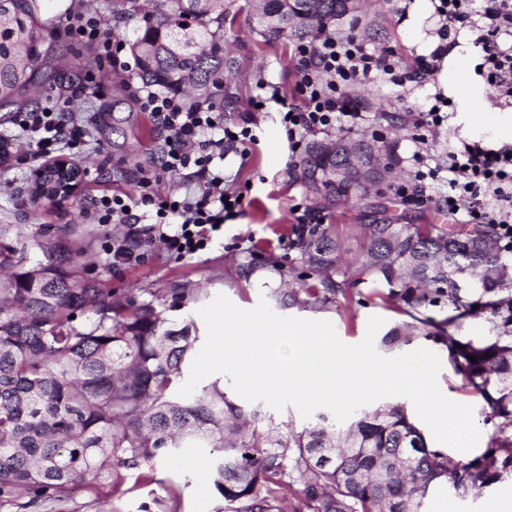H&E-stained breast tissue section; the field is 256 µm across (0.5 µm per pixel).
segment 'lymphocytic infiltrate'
<instances>
[{
	"label": "lymphocytic infiltrate",
	"instance_id": "f902f5d3",
	"mask_svg": "<svg viewBox=\"0 0 512 512\" xmlns=\"http://www.w3.org/2000/svg\"><path fill=\"white\" fill-rule=\"evenodd\" d=\"M440 25L437 47L418 60L411 72L397 71L391 55L368 51L358 37L339 38L321 32L295 48L299 75L293 97L281 96L271 84L262 98L252 100V116L239 123L225 122L212 104L190 106L179 96L147 91L137 97L164 135V145L150 174L139 176L133 192H114L92 198L97 223L120 224L123 237L112 244V262L129 263L142 248L162 241L168 253L187 258L205 250L222 232L226 220L242 212L243 198L224 183L228 150L254 143L255 112L267 104L279 108L291 150H298L306 135L333 128L355 127L358 104L343 90L349 82L373 76L389 77L401 85L426 82L437 61L456 46V35L467 32L481 49L487 80L503 106L512 107V0H432ZM61 35L93 46L101 64L113 69L126 63L112 44V35L90 13H70ZM91 120L74 101L51 103L16 119L19 136L28 145L20 164L42 171L64 148L85 142ZM411 158L417 167L413 181L395 186L397 195L424 197L427 181L448 178L443 200L449 214L461 224H494L502 241L512 243V144L491 145L484 140H462L450 148L448 167L429 166L422 148ZM182 177L192 184L191 195L162 194L167 177Z\"/></svg>",
	"mask_w": 512,
	"mask_h": 512
}]
</instances>
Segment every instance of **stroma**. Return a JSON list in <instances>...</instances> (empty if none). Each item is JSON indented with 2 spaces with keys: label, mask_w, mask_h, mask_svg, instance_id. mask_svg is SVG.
I'll return each mask as SVG.
<instances>
[{
  "label": "stroma",
  "mask_w": 512,
  "mask_h": 512,
  "mask_svg": "<svg viewBox=\"0 0 512 512\" xmlns=\"http://www.w3.org/2000/svg\"><path fill=\"white\" fill-rule=\"evenodd\" d=\"M156 0H139V14L116 17L113 0H44L42 19L47 24L50 47L47 76L39 78L25 95V110L42 105L45 99L73 100L83 111L96 113L87 144L73 151L74 162L86 174L78 188L60 202L52 204L37 197L35 175L18 165L24 141L11 143V160L0 164V225L22 224L26 227L28 256L31 262L43 260L44 251L54 243L53 230L63 225L76 226L78 232H91L93 250L86 256L89 276L102 287L119 289L143 299L145 290L165 292L169 288H200L206 299L225 294L240 308L250 309L260 297L269 296L278 287V276L260 272L250 280L237 276L239 264L260 259L267 252L279 255L283 264L297 256L286 244L289 227L298 223L303 213L322 217L327 224L379 223L392 218L397 224H422L437 212L448 193L447 184L431 189V198L416 211H408L396 195L368 194L356 203L324 209L321 203L295 179V168L301 158L292 154L284 128L274 109L251 113L250 101L258 95L262 82L275 83L282 95H292L297 81L295 43L265 41L245 17H238L233 28L225 30L226 50L235 62L231 75L224 78V90L234 97L225 104L221 96L213 102L224 115L225 122H237L247 114L257 121L256 144L250 145L247 157L228 152L224 159V175L244 196V212L225 221L224 236L205 250L186 259L169 255L161 244L145 248L140 260L113 266L106 251L116 230L96 224L89 209L91 198L106 191H132L141 172L150 171L162 138L148 114L141 112L133 94L141 83L134 70L99 68L93 48L75 43L59 35L66 16L83 7L96 13L101 25L112 31L123 44L132 43L144 27V14L150 13ZM408 0H363L359 12L332 23L331 33L339 37L356 35L368 48L394 54L401 67L412 69L418 55L416 42L420 35H432L436 18L430 0H422L415 21L400 18V10ZM95 70L103 86L99 95L83 88L86 70ZM66 75L72 87L60 90L54 78ZM348 95L357 99L364 116L350 137L378 140L383 151L394 155L404 174H412L410 161L412 139L419 132L413 119L426 98L430 86L410 83L398 86L388 79L377 78L347 87ZM451 116L439 129L426 135L425 149L434 161L446 162L448 150L461 139L483 138L499 143L500 136L492 125L481 126L469 102L450 95ZM384 318L385 329L402 325L403 313L390 303L382 302L375 288L355 289L352 302L316 312L319 320L331 321L339 338L347 344L362 341L369 317ZM438 383L443 394L456 402L472 405L474 418L481 431L478 450H485L495 429L482 411L483 401L463 384L450 366H443ZM197 457L213 465L214 456L205 448H184L173 457L157 462L151 470H127L123 473L120 493L100 486L80 492L62 512H219L222 500L216 495L211 480L202 478L189 467L187 458ZM512 504V473L478 494L465 498L449 491L446 484L433 486L425 500V512H500Z\"/></svg>",
  "instance_id": "stroma-1"
}]
</instances>
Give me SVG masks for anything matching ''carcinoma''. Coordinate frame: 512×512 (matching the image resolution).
Segmentation results:
<instances>
[{
  "label": "carcinoma",
  "instance_id": "cac0c4a2",
  "mask_svg": "<svg viewBox=\"0 0 512 512\" xmlns=\"http://www.w3.org/2000/svg\"><path fill=\"white\" fill-rule=\"evenodd\" d=\"M226 0H173L130 43L143 85L180 94L187 104L208 100L224 86L233 60L224 54ZM319 5L316 23L288 19L286 0H260L253 18L268 40H303L336 20L344 0ZM41 0H0V104L21 105L46 65ZM340 136L314 141L301 161L299 181L324 207L344 204L375 188L365 183L315 186L317 170L344 157ZM57 243L31 265L25 229L0 226V507L56 512L80 491L99 485L117 493L122 472L139 469L180 448L219 454L212 484L230 512H285L288 488H302L293 512H424L429 487L445 482L464 497L512 471V251L499 243L497 226L473 224H354L359 252H349L333 224H294L288 247L301 271L283 273L270 253L240 267L249 279L260 270L288 278L271 295L282 309L322 311L369 284L409 318L383 338L389 349L415 338L446 343L448 363L481 396L487 417L498 420L487 449L454 461L428 446L405 403L387 401L354 413L342 425L324 415L300 432L262 425L260 410L228 399L213 383L190 397L178 395L191 364L193 321L180 314L201 293L169 288L136 301L101 287L82 263L86 246L75 228H57ZM468 268L469 287L492 297L485 304L500 323L480 340L452 334L477 315L457 288ZM443 305L436 320L421 309ZM476 357L471 361L470 357Z\"/></svg>",
  "mask_w": 512,
  "mask_h": 512
}]
</instances>
